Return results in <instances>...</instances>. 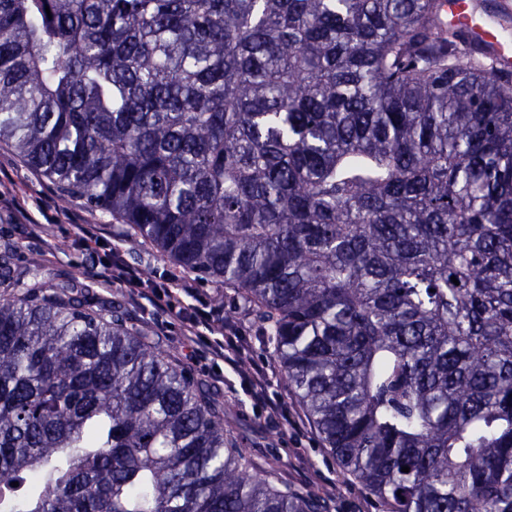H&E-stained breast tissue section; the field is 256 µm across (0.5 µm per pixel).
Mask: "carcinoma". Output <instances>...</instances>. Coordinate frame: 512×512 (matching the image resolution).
I'll use <instances>...</instances> for the list:
<instances>
[{"instance_id":"obj_1","label":"carcinoma","mask_w":512,"mask_h":512,"mask_svg":"<svg viewBox=\"0 0 512 512\" xmlns=\"http://www.w3.org/2000/svg\"><path fill=\"white\" fill-rule=\"evenodd\" d=\"M2 143L233 286L388 512H512V67L442 0H0ZM0 285V512H330L119 301Z\"/></svg>"}]
</instances>
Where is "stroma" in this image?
<instances>
[{"mask_svg":"<svg viewBox=\"0 0 512 512\" xmlns=\"http://www.w3.org/2000/svg\"><path fill=\"white\" fill-rule=\"evenodd\" d=\"M0 183L12 190L13 203H0V251L11 249L17 267H25L28 258L37 256L56 273L58 280L92 284L98 297L121 296L122 308L135 325L158 342L161 350L174 354L180 364L198 377L208 380L224 405V428L241 448L260 463L271 480L281 488L305 492L316 491L329 500L331 512H383L376 499L366 493L360 482L342 469L306 415L300 403L282 389L283 373L272 342L261 340L259 325L251 311L239 301L231 286L217 288L199 283L208 299L223 297L219 314L225 326L239 327L250 363L267 366L270 383L268 398L279 404L299 423L298 428L282 426L268 416L264 405L255 403L248 392L243 370L215 367L208 361L194 360L181 342L177 329L158 333L156 325L170 316L151 302L132 303L126 291L98 281V262L109 261L113 235H120L126 260L141 269L146 279L160 281L174 272V265L128 225L113 221L111 215L89 208L85 201L73 198L62 201L57 188L40 172L32 169L10 147L0 145ZM29 224H48L52 231L47 242L26 238ZM78 224L96 225L102 242L96 251L85 250L75 234Z\"/></svg>","mask_w":512,"mask_h":512,"instance_id":"stroma-1","label":"stroma"}]
</instances>
